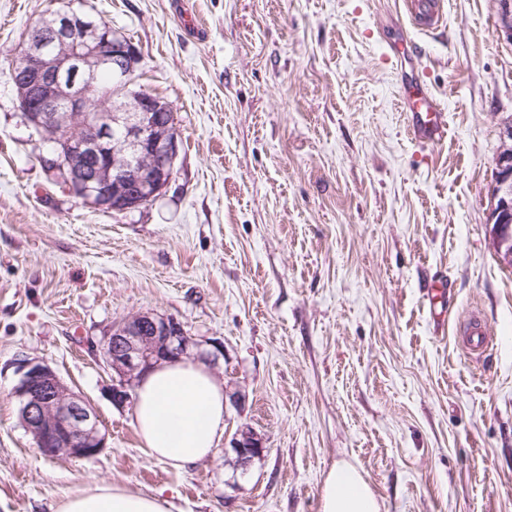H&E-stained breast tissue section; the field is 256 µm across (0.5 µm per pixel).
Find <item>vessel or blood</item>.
<instances>
[{
    "label": "vessel or blood",
    "instance_id": "b4317fda",
    "mask_svg": "<svg viewBox=\"0 0 512 512\" xmlns=\"http://www.w3.org/2000/svg\"><path fill=\"white\" fill-rule=\"evenodd\" d=\"M403 11L421 32H433L441 24L436 0H403ZM399 107L409 118L413 139L428 145H438L446 139L448 128L441 104L423 81L404 86L399 94ZM463 334L465 349L470 354L484 352L491 342L490 328L477 313L464 324Z\"/></svg>",
    "mask_w": 512,
    "mask_h": 512
}]
</instances>
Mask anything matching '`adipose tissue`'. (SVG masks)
I'll return each mask as SVG.
<instances>
[{"label":"adipose tissue","mask_w":512,"mask_h":512,"mask_svg":"<svg viewBox=\"0 0 512 512\" xmlns=\"http://www.w3.org/2000/svg\"><path fill=\"white\" fill-rule=\"evenodd\" d=\"M133 424L156 459L177 468L200 462L224 434V387L203 362L161 364L136 388ZM59 512H170V505L102 484L67 497ZM322 512H380V506L357 469L340 463L327 475Z\"/></svg>","instance_id":"1"}]
</instances>
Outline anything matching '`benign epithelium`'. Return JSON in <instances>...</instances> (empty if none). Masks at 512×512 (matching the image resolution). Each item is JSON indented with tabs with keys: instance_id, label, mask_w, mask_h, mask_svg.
Listing matches in <instances>:
<instances>
[{
	"instance_id": "7a95c632",
	"label": "benign epithelium",
	"mask_w": 512,
	"mask_h": 512,
	"mask_svg": "<svg viewBox=\"0 0 512 512\" xmlns=\"http://www.w3.org/2000/svg\"><path fill=\"white\" fill-rule=\"evenodd\" d=\"M499 35L512 42V0H498ZM139 59L137 48L112 27L86 14L56 10L29 30L17 62L26 79L15 83L20 110L38 132L55 131L70 152L56 156L53 171L64 175L74 196L96 209L127 212L158 197L173 180L178 142L157 139L158 109L149 94L130 95L123 110L92 112L88 89L101 73L112 71L121 81L124 96ZM81 122L84 134L73 137L71 121ZM124 128L128 163L104 165L101 155L110 146L112 126ZM155 156L149 174L134 165L138 155ZM488 223L493 225L497 252L512 265V122L505 123L503 146L495 160ZM224 346L203 351L199 342L173 318L140 312L112 327L104 337L101 359L112 371L110 398L123 406L133 400L131 391L150 368L184 357L216 361ZM19 380L14 394L20 419L37 450L50 459H91L106 448L94 406L70 388L50 364L24 358L17 365ZM239 465L245 467L263 452L260 439L241 430L231 441Z\"/></svg>"
}]
</instances>
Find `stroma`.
I'll return each instance as SVG.
<instances>
[{"label": "stroma", "mask_w": 512, "mask_h": 512, "mask_svg": "<svg viewBox=\"0 0 512 512\" xmlns=\"http://www.w3.org/2000/svg\"><path fill=\"white\" fill-rule=\"evenodd\" d=\"M443 3L425 35L394 28L402 0H0V512H57L103 483L172 512H322L339 462L381 512H512V267L487 222L512 43L497 0ZM66 6L128 37L132 90L174 109V178L144 208H92L38 161L7 69ZM400 35L445 107L440 145L397 107ZM141 311L224 346V437L182 469L108 396L100 344ZM474 311L492 329L477 360L457 331ZM25 356L91 401L95 458L37 453L12 395ZM246 429L264 452L243 469ZM231 448L236 454L240 466L246 467L255 457L264 450L260 439L249 430L236 433L231 441Z\"/></svg>", "instance_id": "stroma-1"}]
</instances>
